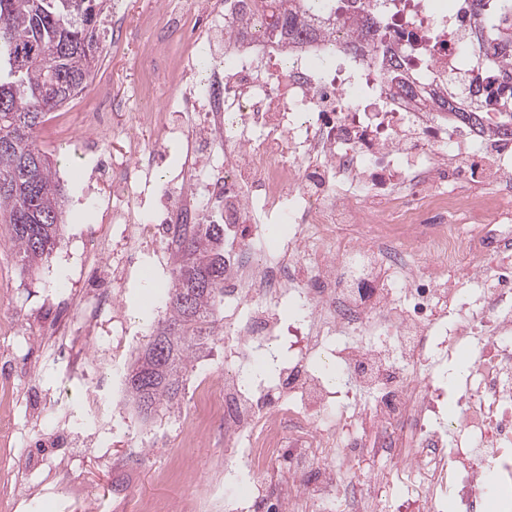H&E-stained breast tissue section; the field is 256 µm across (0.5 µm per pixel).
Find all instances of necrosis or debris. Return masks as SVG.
<instances>
[{"label": "necrosis or debris", "instance_id": "necrosis-or-debris-1", "mask_svg": "<svg viewBox=\"0 0 512 512\" xmlns=\"http://www.w3.org/2000/svg\"><path fill=\"white\" fill-rule=\"evenodd\" d=\"M427 3L361 0L376 35L344 29L284 54L238 34L233 8L215 9L205 40L211 67H177L186 120L174 127L151 109L160 78L150 61L157 49H146L141 118L187 151L180 184L159 190L160 223L135 224L129 209L114 213L116 223L135 227L114 277L137 264L144 243L160 239L177 253L204 208L226 226L247 225L225 263L224 383L196 392L191 411L199 432L223 416L226 448L247 441L240 505H254L274 484L288 512H318L327 502L344 512H388L401 491L409 512H442L451 498L460 512H484L482 475L491 472L502 512H512V279L490 255L512 223V137L489 121L496 103L483 105L482 128L436 104L452 86L471 105L473 83H501L512 56L488 50L482 18L435 14ZM393 61L402 79H390ZM199 114L224 152L221 169L199 162ZM460 142L473 145L474 166L459 165ZM272 216L288 233L268 249L258 228ZM462 269L471 288H449ZM398 282L408 302L397 298ZM290 294L304 304V347L275 384L288 404L270 405L234 366L277 338L280 302ZM242 299L251 303L244 319L235 306ZM447 320L443 355L468 347L475 368L443 433L429 426L438 389L424 342ZM336 336V356L355 371L362 394L349 414L334 412L335 392L309 363ZM313 409L332 416L317 424ZM287 444L300 459L284 473ZM379 457L385 466L365 469Z\"/></svg>", "mask_w": 512, "mask_h": 512}]
</instances>
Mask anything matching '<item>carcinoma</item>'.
Segmentation results:
<instances>
[{
    "label": "carcinoma",
    "instance_id": "obj_1",
    "mask_svg": "<svg viewBox=\"0 0 512 512\" xmlns=\"http://www.w3.org/2000/svg\"><path fill=\"white\" fill-rule=\"evenodd\" d=\"M257 32L278 43L316 36L310 18L336 27V0H235ZM501 45H512V0H471ZM108 0H0V223L20 260L29 266L50 261L65 213V195L50 157L36 144L46 116L62 107L42 97L56 77L76 79L86 89L96 56L65 51L97 31ZM168 317L152 335L125 376L126 395L145 415L171 410L189 364L201 351L224 295V227L199 224L184 240L170 284L165 288ZM160 340L162 358L151 346Z\"/></svg>",
    "mask_w": 512,
    "mask_h": 512
}]
</instances>
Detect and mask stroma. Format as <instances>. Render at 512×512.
<instances>
[{
  "mask_svg": "<svg viewBox=\"0 0 512 512\" xmlns=\"http://www.w3.org/2000/svg\"><path fill=\"white\" fill-rule=\"evenodd\" d=\"M205 0H123V32L104 24L97 36L99 62L88 87L60 108L69 134L41 127L38 144L55 162L67 198L64 226L48 264L22 266L0 245V363L15 365L9 391L0 390V449L10 450L6 475L21 495L13 512H124L142 500L167 504L169 512H226L225 489L239 477L240 459L226 456L223 426L196 436L184 423L202 378L224 375V310L216 308L206 349L191 363L170 411L139 414L123 390L122 373L166 313L156 285L169 281L175 266L162 241L144 254L113 290L111 309L93 328L83 313L96 302L99 283L111 280L127 248L124 225L114 210L133 208L139 224L155 222L158 188L177 177L184 161L181 142H162L161 132L137 123L140 57L160 37L163 19L189 15L185 40L165 43L167 65L200 59L201 34L210 20ZM162 158L144 177L137 159L153 149ZM114 173L130 175L136 198L114 194L112 183L95 174L97 158ZM65 345L68 357L56 356ZM299 354L296 339L283 335L265 347L267 373L251 365L243 380L270 385Z\"/></svg>",
  "mask_w": 512,
  "mask_h": 512,
  "instance_id": "1",
  "label": "stroma"
}]
</instances>
